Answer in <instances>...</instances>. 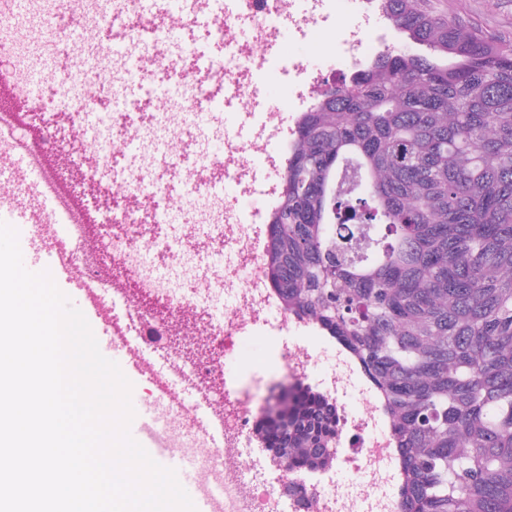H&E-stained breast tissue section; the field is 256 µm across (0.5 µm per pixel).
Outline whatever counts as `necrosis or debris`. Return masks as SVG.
Here are the masks:
<instances>
[{"mask_svg": "<svg viewBox=\"0 0 512 512\" xmlns=\"http://www.w3.org/2000/svg\"><path fill=\"white\" fill-rule=\"evenodd\" d=\"M303 3L298 12L289 0H242L253 23V36L243 43L235 38V17L216 13L210 33L223 44V54L207 66L182 72L179 86L161 90L145 83L147 101L157 106L149 124L92 142L77 125L76 113H95L103 128L111 129L117 83L143 80L150 65L170 59L165 18L147 9L145 0H80L73 11L48 0H30L35 20L29 23L20 18L14 0H0V131H7L48 170L56 194L65 199L76 221L67 258L89 280L95 298L107 307L117 297L127 303L130 317L113 321V336L125 337L134 329L168 337L174 328H192L180 344L156 348L155 355L166 363L171 378L195 391L194 400L174 403L171 416L178 422L181 447L195 449L197 468L223 477L225 512H280L283 503L287 512H397L389 430L369 404L356 366L341 351L325 393L336 404L338 432L349 448L338 470L351 476L354 493L339 490L335 479L310 484L285 470L274 480L255 481L251 491L243 489L248 471L242 450L250 445L263 410L228 385L224 360L239 335L268 326L270 313H277L281 331L297 330L301 322L279 309L264 275L261 228L243 223L237 200L213 192L204 174L215 169L240 186L256 176L245 152L259 154L276 175L281 152L228 140L217 167L201 157L187 167L182 156L169 154L170 165L184 171L195 207L193 223L181 227L183 236H198L203 245L223 238L224 256L201 267L195 251L182 249L181 272L172 278L148 262L143 241L144 223L168 221L155 205V137L161 133L171 142L182 139L198 113L215 106L211 86L221 85L228 98L253 102L260 78L284 69L288 81L277 86L275 95L296 105L305 93L319 91L324 80L348 73L368 51L364 30L378 20L361 10L359 0ZM338 7L349 22L338 31L333 54L273 58L272 48L285 35H307ZM36 37L53 58L50 68L36 70L28 61ZM130 140L138 143L141 161L122 170L118 159ZM117 169L123 176L114 187L105 174ZM202 409L223 430L222 439L207 446L194 424Z\"/></svg>", "mask_w": 512, "mask_h": 512, "instance_id": "necrosis-or-debris-1", "label": "necrosis or debris"}]
</instances>
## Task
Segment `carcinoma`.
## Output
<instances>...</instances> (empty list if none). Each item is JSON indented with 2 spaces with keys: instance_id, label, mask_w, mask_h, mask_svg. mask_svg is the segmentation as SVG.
<instances>
[{
  "instance_id": "1",
  "label": "carcinoma",
  "mask_w": 512,
  "mask_h": 512,
  "mask_svg": "<svg viewBox=\"0 0 512 512\" xmlns=\"http://www.w3.org/2000/svg\"><path fill=\"white\" fill-rule=\"evenodd\" d=\"M373 2L429 54L384 49L300 113L264 273L374 387L402 512H512V41ZM290 408L256 433L327 464L335 403Z\"/></svg>"
}]
</instances>
